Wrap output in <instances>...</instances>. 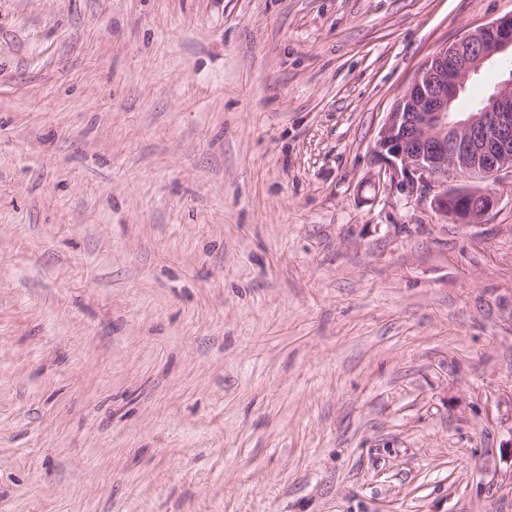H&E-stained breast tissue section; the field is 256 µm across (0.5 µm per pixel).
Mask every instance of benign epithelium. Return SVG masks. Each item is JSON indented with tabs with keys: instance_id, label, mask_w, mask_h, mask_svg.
<instances>
[{
	"instance_id": "1",
	"label": "benign epithelium",
	"mask_w": 512,
	"mask_h": 512,
	"mask_svg": "<svg viewBox=\"0 0 512 512\" xmlns=\"http://www.w3.org/2000/svg\"><path fill=\"white\" fill-rule=\"evenodd\" d=\"M512 57V14L433 53L387 112L375 140L384 175L401 192L433 194L442 217L478 224L495 206L490 188L448 190V181L512 174V69L473 112L452 105L485 66Z\"/></svg>"
}]
</instances>
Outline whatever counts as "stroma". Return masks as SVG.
<instances>
[{"label":"stroma","instance_id":"35a3bbf8","mask_svg":"<svg viewBox=\"0 0 512 512\" xmlns=\"http://www.w3.org/2000/svg\"><path fill=\"white\" fill-rule=\"evenodd\" d=\"M512 0H0V512H512V177L380 125Z\"/></svg>","mask_w":512,"mask_h":512}]
</instances>
